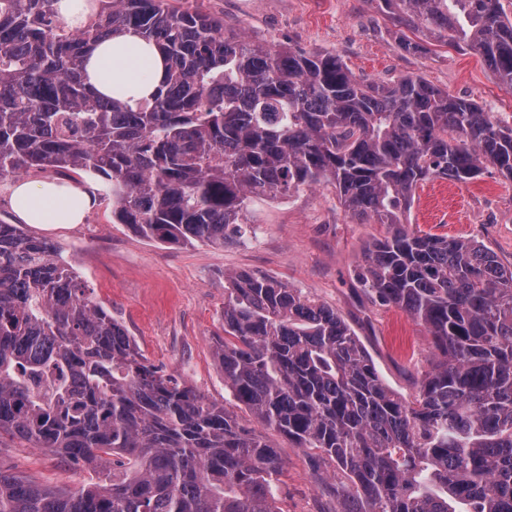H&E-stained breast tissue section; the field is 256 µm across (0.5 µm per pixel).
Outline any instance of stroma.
<instances>
[{
	"label": "stroma",
	"instance_id": "stroma-1",
	"mask_svg": "<svg viewBox=\"0 0 512 512\" xmlns=\"http://www.w3.org/2000/svg\"><path fill=\"white\" fill-rule=\"evenodd\" d=\"M223 16L228 30L272 44L333 53L357 75L395 81L421 77L473 99L512 126V88L502 85L470 47L428 40L427 52L405 53L402 29L375 0H200ZM243 237L224 246L148 241L112 221V202L85 223L29 225L58 244L94 298L123 325L151 364L224 405L247 428L278 448L283 512H333L331 469L314 470L310 456L235 403L224 387L214 351L224 326V276L260 272L336 309L369 350L394 391L413 399L435 348L425 328L401 310L375 302L359 274L367 245L388 225L360 224L341 206L335 188L319 183L277 199L252 198ZM412 227L476 240L512 266V180L488 170L473 182H423L410 212ZM0 468L45 486L75 488L97 481L62 458L11 440L0 441Z\"/></svg>",
	"mask_w": 512,
	"mask_h": 512
}]
</instances>
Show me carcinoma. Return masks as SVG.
Wrapping results in <instances>:
<instances>
[{
    "label": "carcinoma",
    "instance_id": "cac0c4a2",
    "mask_svg": "<svg viewBox=\"0 0 512 512\" xmlns=\"http://www.w3.org/2000/svg\"><path fill=\"white\" fill-rule=\"evenodd\" d=\"M395 25L474 46L512 88L501 0H376ZM53 0H0V181L107 180L112 220L174 245L244 235L247 200L332 183L388 224L360 273L441 354L407 400L332 307L259 273L224 276V387L334 468L335 512H512V266L408 227L419 184L512 179V127L421 78L356 76L336 55L246 40L190 0H96L67 29ZM137 31L167 64L135 107L85 81L97 41ZM105 479L74 490L0 469V512H283L276 448L149 363L56 243L0 220V440Z\"/></svg>",
    "mask_w": 512,
    "mask_h": 512
}]
</instances>
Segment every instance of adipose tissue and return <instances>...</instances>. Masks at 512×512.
<instances>
[{
	"label": "adipose tissue",
	"instance_id": "1",
	"mask_svg": "<svg viewBox=\"0 0 512 512\" xmlns=\"http://www.w3.org/2000/svg\"><path fill=\"white\" fill-rule=\"evenodd\" d=\"M165 75L156 44L132 31L100 41L85 62V79L95 92L132 106L151 98ZM8 199L20 223L81 224L100 204L102 186L90 175L79 180L19 177L10 181Z\"/></svg>",
	"mask_w": 512,
	"mask_h": 512
}]
</instances>
